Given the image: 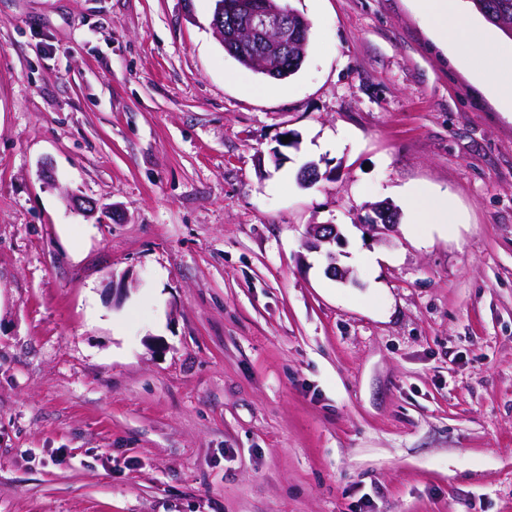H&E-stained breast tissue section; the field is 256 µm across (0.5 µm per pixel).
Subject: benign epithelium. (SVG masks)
Listing matches in <instances>:
<instances>
[{
    "instance_id": "obj_1",
    "label": "benign epithelium",
    "mask_w": 512,
    "mask_h": 512,
    "mask_svg": "<svg viewBox=\"0 0 512 512\" xmlns=\"http://www.w3.org/2000/svg\"><path fill=\"white\" fill-rule=\"evenodd\" d=\"M212 27L218 37L233 51L246 56L247 49L260 37L266 44L264 52L252 54L251 61L271 67V60L280 56L290 44H301L305 39V27L296 23L288 24V12L275 5L272 0H215ZM381 224L371 225V231L385 240L395 231V224L389 221L394 209L387 203L373 206ZM337 226L333 224H312L309 226L305 245L319 249L332 244L339 238Z\"/></svg>"
}]
</instances>
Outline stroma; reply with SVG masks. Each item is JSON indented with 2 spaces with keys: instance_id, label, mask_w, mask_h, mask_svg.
Instances as JSON below:
<instances>
[{
  "instance_id": "35a3bbf8",
  "label": "stroma",
  "mask_w": 512,
  "mask_h": 512,
  "mask_svg": "<svg viewBox=\"0 0 512 512\" xmlns=\"http://www.w3.org/2000/svg\"><path fill=\"white\" fill-rule=\"evenodd\" d=\"M283 3L275 80L215 0H0V512H512V119L410 0ZM403 195L413 216L412 224H432L442 231L457 224L454 203L448 195H434L421 186L407 187ZM339 236V230L333 224H312L309 226L305 245L309 249H321L324 244L336 242Z\"/></svg>"
}]
</instances>
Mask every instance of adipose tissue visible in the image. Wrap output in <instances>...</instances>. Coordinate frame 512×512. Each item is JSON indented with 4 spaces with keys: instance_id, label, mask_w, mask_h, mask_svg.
<instances>
[{
    "instance_id": "obj_1",
    "label": "adipose tissue",
    "mask_w": 512,
    "mask_h": 512,
    "mask_svg": "<svg viewBox=\"0 0 512 512\" xmlns=\"http://www.w3.org/2000/svg\"><path fill=\"white\" fill-rule=\"evenodd\" d=\"M412 6L427 21L429 33L440 47L467 51L476 76L495 92L503 113H511L512 55L499 51L491 35L471 22L461 0H412ZM403 195L414 223L431 224L442 231L455 224V207L448 196L432 194L421 186L405 188Z\"/></svg>"
}]
</instances>
